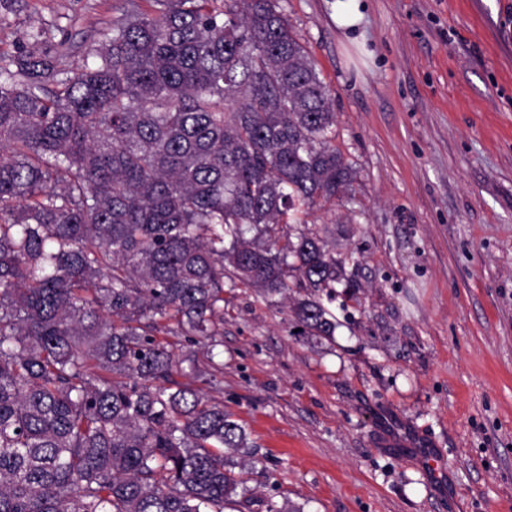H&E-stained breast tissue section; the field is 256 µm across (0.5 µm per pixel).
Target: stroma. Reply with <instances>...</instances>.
I'll return each instance as SVG.
<instances>
[{"label":"stroma","mask_w":512,"mask_h":512,"mask_svg":"<svg viewBox=\"0 0 512 512\" xmlns=\"http://www.w3.org/2000/svg\"><path fill=\"white\" fill-rule=\"evenodd\" d=\"M288 0L335 95L357 177L310 220L359 261L333 341L290 335L286 300L224 292L219 397L253 444L256 499L303 512H512V0ZM145 0H12L0 49L82 61ZM441 449L427 484L417 455Z\"/></svg>","instance_id":"1"}]
</instances>
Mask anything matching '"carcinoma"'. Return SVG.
Segmentation results:
<instances>
[{
  "label": "carcinoma",
  "instance_id": "cac0c4a2",
  "mask_svg": "<svg viewBox=\"0 0 512 512\" xmlns=\"http://www.w3.org/2000/svg\"><path fill=\"white\" fill-rule=\"evenodd\" d=\"M146 2L76 68L0 51V512H255L224 287L327 341L359 287L308 223L356 169L286 0Z\"/></svg>",
  "mask_w": 512,
  "mask_h": 512
}]
</instances>
